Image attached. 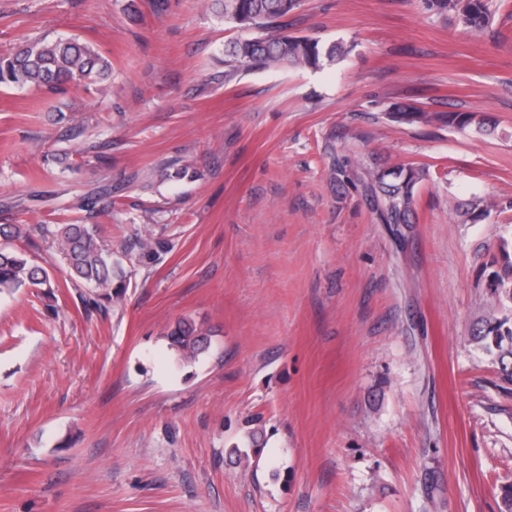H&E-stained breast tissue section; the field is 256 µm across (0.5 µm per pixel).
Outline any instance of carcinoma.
I'll use <instances>...</instances> for the list:
<instances>
[{
  "label": "carcinoma",
  "instance_id": "carcinoma-1",
  "mask_svg": "<svg viewBox=\"0 0 512 512\" xmlns=\"http://www.w3.org/2000/svg\"><path fill=\"white\" fill-rule=\"evenodd\" d=\"M431 6L457 12L467 31L479 33L490 21L487 0H429ZM218 20L240 31L224 44V81H232L239 72L270 68H317L324 61L333 62L350 52L340 43L324 45L319 40L289 31V18L300 7V0H206ZM112 75L108 57L89 43L75 38L41 39L19 45L15 51L0 54V87L41 92L47 96L77 90L93 80L105 82ZM389 115L398 121L427 123L430 116L418 107L401 104ZM165 180L197 177L189 164L168 162L160 169ZM423 171L409 167L365 172L362 183L387 224H408L414 206V186ZM42 224L0 225V295L26 289L44 299L55 297L58 284L48 270L29 253L14 245L29 241L34 233L44 231ZM56 240L67 260L69 280L102 291L107 299H118L126 287L127 273L112 250L97 237L89 224H58ZM490 284L493 304L488 317L473 329L472 338L488 352L496 351L501 378L512 384V316H497L512 310V254L502 248L493 261ZM170 347L181 364L195 361L209 350L211 339L194 322L182 319L169 330Z\"/></svg>",
  "mask_w": 512,
  "mask_h": 512
}]
</instances>
